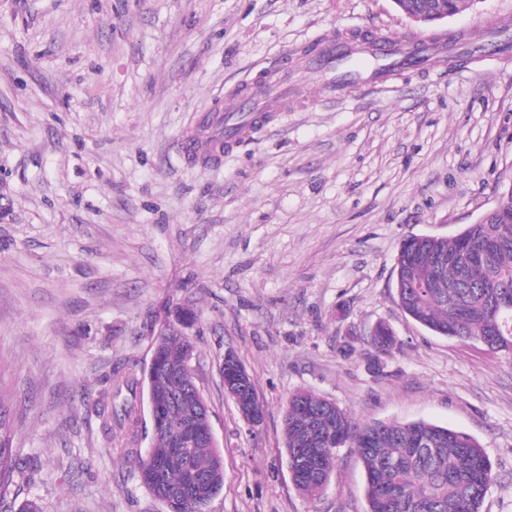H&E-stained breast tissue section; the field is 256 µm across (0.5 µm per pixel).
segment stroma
Wrapping results in <instances>:
<instances>
[{
  "label": "stroma",
  "mask_w": 512,
  "mask_h": 512,
  "mask_svg": "<svg viewBox=\"0 0 512 512\" xmlns=\"http://www.w3.org/2000/svg\"><path fill=\"white\" fill-rule=\"evenodd\" d=\"M493 20L512 0L427 33L473 41ZM378 28L417 26L393 0H0V405L26 476L0 512H168L94 403L116 362L149 363L176 302L198 314L190 367L224 456L208 512H367L354 448L321 495L295 488L283 418L300 390L365 423L469 434L496 476L482 512H512V356L431 332L395 288L405 239L453 236L512 187V55L336 102L295 64L303 95L232 152L179 150L206 105L316 35ZM380 323L396 345L376 360ZM228 350L259 426L224 390Z\"/></svg>",
  "instance_id": "1"
}]
</instances>
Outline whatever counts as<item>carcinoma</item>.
I'll use <instances>...</instances> for the list:
<instances>
[{
  "label": "carcinoma",
  "mask_w": 512,
  "mask_h": 512,
  "mask_svg": "<svg viewBox=\"0 0 512 512\" xmlns=\"http://www.w3.org/2000/svg\"><path fill=\"white\" fill-rule=\"evenodd\" d=\"M474 0H398L406 11L422 6L430 13L459 14ZM403 288L398 304L430 331L466 343L489 344L488 351L512 355V221L493 216L467 225L451 237L411 238L400 255ZM172 320L154 337L159 367L118 365L105 377L108 387L96 402L109 439L123 445L140 422L139 403L166 407L175 424L209 430V409L189 361L194 346L187 330L196 314L187 304L170 308ZM379 355L390 353L396 338L385 325L372 336ZM9 422L0 409V496L14 482L16 466L7 437ZM283 433L296 488L315 497L328 485L338 449L356 448L367 477L368 512H481L495 482L484 450L470 435L418 421L361 423L334 403L309 391L290 397ZM168 435L152 431V445L135 458L142 485L165 503L191 495L188 512H206L224 487L223 455L217 442H205L183 460H172ZM202 478L189 488V475Z\"/></svg>",
  "instance_id": "carcinoma-1"
}]
</instances>
